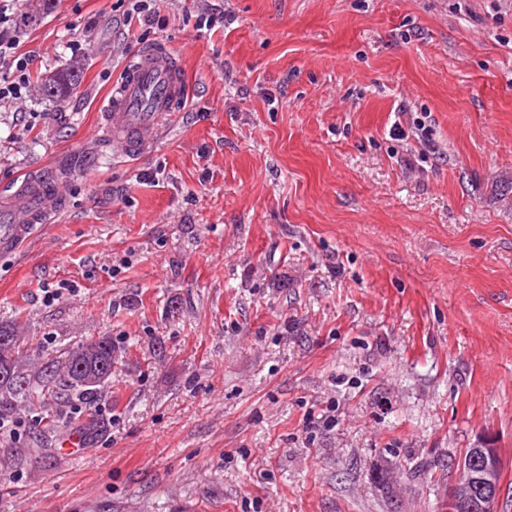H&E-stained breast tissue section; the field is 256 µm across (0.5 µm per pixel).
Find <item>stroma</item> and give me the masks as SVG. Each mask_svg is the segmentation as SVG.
<instances>
[{
  "label": "stroma",
  "mask_w": 512,
  "mask_h": 512,
  "mask_svg": "<svg viewBox=\"0 0 512 512\" xmlns=\"http://www.w3.org/2000/svg\"><path fill=\"white\" fill-rule=\"evenodd\" d=\"M112 15L15 4L31 78L84 77L0 105V197L45 171L58 191L0 253V324L34 358L107 336L120 360L92 404L15 413L0 512H441L482 442L512 512V0ZM148 45L181 58L188 103L102 161L100 102ZM92 413L106 430L82 435ZM82 71L73 65L65 71L48 73L36 81L33 92L38 97L51 98L56 103H65L79 88Z\"/></svg>",
  "instance_id": "1"
}]
</instances>
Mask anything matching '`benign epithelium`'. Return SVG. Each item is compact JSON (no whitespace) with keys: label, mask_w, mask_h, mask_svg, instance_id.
<instances>
[{"label":"benign epithelium","mask_w":512,"mask_h":512,"mask_svg":"<svg viewBox=\"0 0 512 512\" xmlns=\"http://www.w3.org/2000/svg\"><path fill=\"white\" fill-rule=\"evenodd\" d=\"M482 463L475 470L459 471L448 490V504L459 512H493L497 500L503 462L498 449L479 448Z\"/></svg>","instance_id":"1"}]
</instances>
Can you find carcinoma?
<instances>
[{"instance_id": "cac0c4a2", "label": "carcinoma", "mask_w": 512, "mask_h": 512, "mask_svg": "<svg viewBox=\"0 0 512 512\" xmlns=\"http://www.w3.org/2000/svg\"><path fill=\"white\" fill-rule=\"evenodd\" d=\"M81 79L82 71L74 65L41 76L33 92L61 104L79 88ZM118 360L112 340L102 336L37 367L21 352V337L15 327L0 326V419L12 417L20 407L64 406L93 399L107 385Z\"/></svg>"}]
</instances>
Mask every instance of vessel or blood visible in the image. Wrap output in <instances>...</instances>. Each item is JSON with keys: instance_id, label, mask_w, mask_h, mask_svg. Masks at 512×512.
<instances>
[{"instance_id": "vessel-or-blood-1", "label": "vessel or blood", "mask_w": 512, "mask_h": 512, "mask_svg": "<svg viewBox=\"0 0 512 512\" xmlns=\"http://www.w3.org/2000/svg\"><path fill=\"white\" fill-rule=\"evenodd\" d=\"M186 97L179 59L164 47L141 50L112 86L103 107L102 137L118 143L125 156H135L146 148L147 135L162 131L166 116ZM55 195L54 182L44 175L22 182L0 202V252H14L36 225L47 222Z\"/></svg>"}]
</instances>
